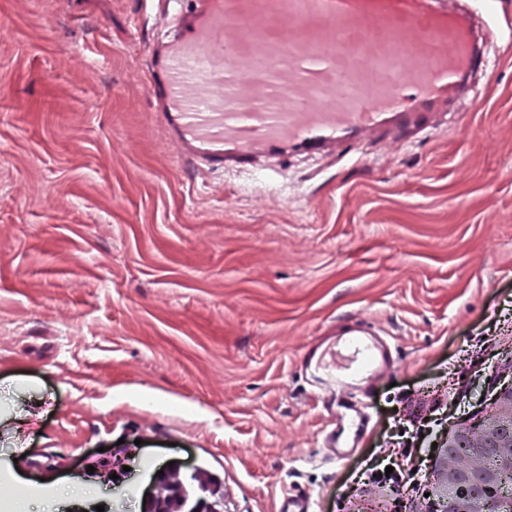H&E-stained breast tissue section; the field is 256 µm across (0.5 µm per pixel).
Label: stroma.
<instances>
[{
    "label": "stroma",
    "instance_id": "35a3bbf8",
    "mask_svg": "<svg viewBox=\"0 0 512 512\" xmlns=\"http://www.w3.org/2000/svg\"><path fill=\"white\" fill-rule=\"evenodd\" d=\"M494 33L472 112L400 143L285 156L251 176L181 166L156 121L152 0H0V485L92 484L140 512L171 461L219 479L224 512H435L436 442L512 381V0H469ZM388 332L357 452L298 371L327 327ZM135 453L122 487L90 474Z\"/></svg>",
    "mask_w": 512,
    "mask_h": 512
}]
</instances>
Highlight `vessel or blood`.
<instances>
[{
	"label": "vessel or blood",
	"mask_w": 512,
	"mask_h": 512,
	"mask_svg": "<svg viewBox=\"0 0 512 512\" xmlns=\"http://www.w3.org/2000/svg\"><path fill=\"white\" fill-rule=\"evenodd\" d=\"M157 19L154 114L193 168L253 172L290 149L326 158L390 126L438 128L488 64L475 17L452 0H158ZM395 363L362 324L301 360L328 398L336 460L358 448L361 398Z\"/></svg>",
	"instance_id": "1"
}]
</instances>
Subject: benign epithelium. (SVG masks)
Here are the masks:
<instances>
[{"label":"benign epithelium","instance_id":"benign-epithelium-1","mask_svg":"<svg viewBox=\"0 0 512 512\" xmlns=\"http://www.w3.org/2000/svg\"><path fill=\"white\" fill-rule=\"evenodd\" d=\"M494 408L474 423L448 436L442 445L443 473L456 493L442 501V512H497L495 475L484 464L493 455L500 467L512 470V389ZM196 475L206 487L195 512H222L224 489L198 467L184 468L176 462L153 475L143 512H159L165 506H176L181 482Z\"/></svg>","mask_w":512,"mask_h":512}]
</instances>
